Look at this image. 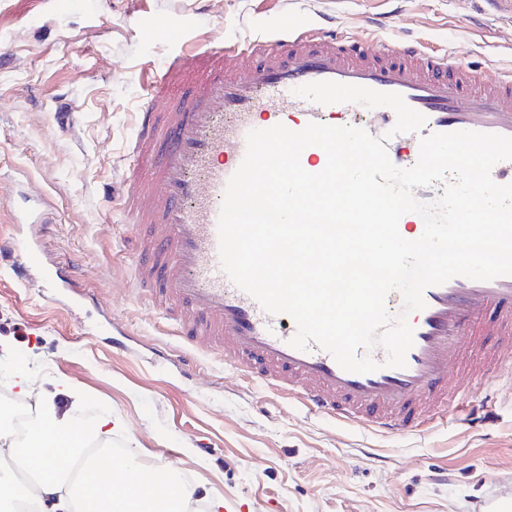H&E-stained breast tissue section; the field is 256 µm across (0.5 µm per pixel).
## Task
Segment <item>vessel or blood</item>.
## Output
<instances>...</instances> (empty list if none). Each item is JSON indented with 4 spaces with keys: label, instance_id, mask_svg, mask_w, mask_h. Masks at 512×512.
<instances>
[{
    "label": "vessel or blood",
    "instance_id": "obj_1",
    "mask_svg": "<svg viewBox=\"0 0 512 512\" xmlns=\"http://www.w3.org/2000/svg\"><path fill=\"white\" fill-rule=\"evenodd\" d=\"M384 27L364 22L354 39L339 25L284 14L274 34L230 46L200 44L173 53L143 96L128 147L136 167L120 189L121 209L146 227L135 240L139 298L162 304L181 336L220 354L225 366L298 398L314 414L400 436L446 422L450 408L482 390L494 394L496 364L512 360V276L490 281L456 277L424 292L426 306L409 322L414 345L402 368L386 367L385 348L371 373L342 369L317 344L291 346L297 326L266 312L239 289L219 256L218 217L227 183L254 129L309 123L352 126L385 137L390 161L415 165L421 136L473 131L512 137V69L473 67L427 43L404 40L382 48ZM321 81L400 94L426 118L420 133L391 135L396 114L382 106L318 104L295 88ZM48 211L20 223L27 252L16 260L0 239V259L17 281L42 269L54 288L72 278L43 266L40 245Z\"/></svg>",
    "mask_w": 512,
    "mask_h": 512
}]
</instances>
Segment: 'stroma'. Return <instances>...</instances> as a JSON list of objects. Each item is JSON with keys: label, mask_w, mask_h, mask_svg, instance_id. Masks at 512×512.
Instances as JSON below:
<instances>
[{"label": "stroma", "mask_w": 512, "mask_h": 512, "mask_svg": "<svg viewBox=\"0 0 512 512\" xmlns=\"http://www.w3.org/2000/svg\"><path fill=\"white\" fill-rule=\"evenodd\" d=\"M389 38L417 37L475 65L512 67V24L485 0H402ZM390 0H0V238L37 200L49 260L73 290L17 283L0 262V367L33 400L118 421L126 456L187 477L228 512H473L512 495V373L495 423L388 437L315 416L188 346L131 293L134 229L108 208L128 177L143 91L177 45L232 44L315 9L354 30ZM167 23L179 38L155 36ZM66 382L77 403L55 393Z\"/></svg>", "instance_id": "35a3bbf8"}]
</instances>
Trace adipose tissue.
Segmentation results:
<instances>
[{"label":"adipose tissue","mask_w":512,"mask_h":512,"mask_svg":"<svg viewBox=\"0 0 512 512\" xmlns=\"http://www.w3.org/2000/svg\"><path fill=\"white\" fill-rule=\"evenodd\" d=\"M41 426L24 439L0 431V506L23 503L30 512H187L191 491L173 471L157 479L143 477L142 464L127 461L115 470L112 457L98 454L88 461L79 480H70L57 461L69 457L84 436L107 442L113 424L103 420L73 429L54 406L39 404ZM167 488L157 498L155 485Z\"/></svg>","instance_id":"adipose-tissue-1"}]
</instances>
